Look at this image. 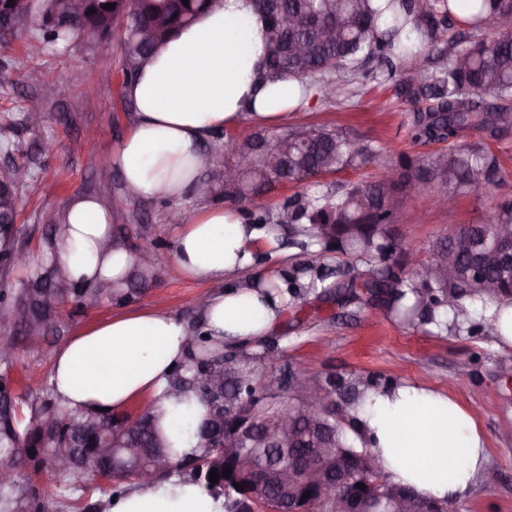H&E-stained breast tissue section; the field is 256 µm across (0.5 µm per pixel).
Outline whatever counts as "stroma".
Segmentation results:
<instances>
[{
	"label": "stroma",
	"mask_w": 512,
	"mask_h": 512,
	"mask_svg": "<svg viewBox=\"0 0 512 512\" xmlns=\"http://www.w3.org/2000/svg\"><path fill=\"white\" fill-rule=\"evenodd\" d=\"M42 75L33 84L31 71ZM121 35L102 40L85 37L70 47H43L32 56L26 38L11 40L0 48V142L15 143L10 154L0 153V167H27L31 177L21 190L17 222L31 244H38L46 229V217L61 212L75 195L104 196L122 193L120 169L87 165L81 145L95 147L104 155L116 154L134 121V107L125 98ZM42 97L45 119L33 130L24 122L30 96ZM406 103L392 88L362 82L348 76L339 96L332 101L308 97L284 120L271 124L283 133L301 124L324 125L353 140L371 142L383 160L395 164L418 156L446 154L447 144H414L403 125ZM258 123L245 118L214 134L202 146L208 164L202 178L220 171L236 138L253 133ZM483 142L505 174L499 193L488 195L470 190L459 195L454 208L444 209L433 194L405 199L396 218L404 251L412 263L402 266L405 276L416 274L418 261L431 258L429 248L437 238L460 224L484 223L499 202L512 198V132L497 139L480 140L467 133L463 144ZM376 168L354 164L317 180L316 186H277L263 194L261 204L276 207L289 197L327 194L373 180ZM169 202L163 198H131L115 210L117 227L142 221L147 229L143 245L154 251L160 279L138 299L102 305L83 313L64 310L62 339L112 317L160 307L180 320L198 315V299L215 291L210 282L180 274L175 267L174 244L178 224L169 222ZM489 304L475 300L467 312L448 317L445 328L410 327L389 315L334 302L299 304L288 308L284 358L297 373L309 376L365 373L392 383L418 382L449 394L471 409L486 440V471L496 473L495 482L478 478L461 500L452 502L453 512H512V348L501 346L489 333ZM61 339V340H62ZM59 342V341H58ZM56 341L23 343L18 375H31L33 383L51 375Z\"/></svg>",
	"instance_id": "stroma-1"
}]
</instances>
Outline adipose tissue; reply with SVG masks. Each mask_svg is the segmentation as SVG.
Instances as JSON below:
<instances>
[{
  "label": "adipose tissue",
  "mask_w": 512,
  "mask_h": 512,
  "mask_svg": "<svg viewBox=\"0 0 512 512\" xmlns=\"http://www.w3.org/2000/svg\"><path fill=\"white\" fill-rule=\"evenodd\" d=\"M265 25L251 0H212L207 11L140 61L124 87L135 119L116 160L133 198L193 196L206 157L202 143L243 118L274 121L306 97L295 79L266 76ZM59 263L75 281L119 279L132 258L112 246L113 213L102 200L72 197ZM264 231L231 209H203L187 219L175 241L180 273L223 284L202 317L211 337L240 343L270 333L283 304L239 279ZM187 327L160 309L127 313L92 327L53 355L50 381L72 408L120 410L148 399L172 447H196L192 429L205 414L198 401L166 392L167 377L185 355ZM354 414L394 482L418 494L460 500L486 462L484 437L473 412L448 394L404 382L369 391ZM108 512H222L202 488L181 474L141 483L109 503Z\"/></svg>",
  "instance_id": "obj_1"
}]
</instances>
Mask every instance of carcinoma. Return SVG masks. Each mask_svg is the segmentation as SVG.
<instances>
[{
	"label": "carcinoma",
	"instance_id": "cac0c4a2",
	"mask_svg": "<svg viewBox=\"0 0 512 512\" xmlns=\"http://www.w3.org/2000/svg\"><path fill=\"white\" fill-rule=\"evenodd\" d=\"M266 21V68L269 74L299 81L322 78L317 90L332 98L339 80L372 61L364 73L370 82L393 87L412 109L403 125L413 142L426 145L448 141V154L428 160L419 157L398 165H383L382 176L373 182L354 184L336 195H305L287 199L276 208L250 212L246 223L258 228L291 226L299 239L304 259L291 273L283 274L286 288H266L262 278L256 287L262 293L289 294L303 303L333 299L349 305L402 315L412 327L441 326L440 309L466 310L478 298L497 307L512 304V271L505 272L495 252L501 237L512 239V199L502 200L483 224H459L432 247L431 264L445 254L456 258V268L443 277L424 274L410 278L389 263L386 249L400 247L395 225L404 198L421 193L416 185L423 174L431 176L428 188L439 190V200L448 202L467 189L495 193L499 186L496 158L480 145L464 151L452 142L468 132L496 139L512 128V0H468L466 11L474 21L469 40L447 36L456 21L450 0H253ZM115 4L126 22L121 41L126 81L135 78L138 64L156 51L183 26L208 7V0L168 4L166 0H97L95 12L69 24L49 22L42 14L41 0L17 6L21 22L16 35L29 41L67 47L86 34L107 30ZM419 34V44L409 46L401 38L407 25ZM486 24L504 27L487 39L478 32ZM436 57L433 68L417 64L422 49ZM267 132L257 131L232 145V157L224 162V201L241 203L283 182L308 185L312 180L338 172L354 162L379 160L369 143L354 141L324 126H298L276 135L280 151H257V142ZM399 173L392 187L385 174ZM18 193L0 195V512H104L106 504L91 502V489L74 482L82 475L117 478L129 484L164 481L173 472L192 478L224 512H238L243 494L251 492L259 512L274 506L290 512L303 502L306 512H338V501L357 492L366 496L365 512H418L424 497L391 481L361 435L351 411L369 389L384 387L374 375L353 373L323 381H300L298 388L281 394L274 391L277 379L288 374L281 342L288 332L273 331L250 342L218 346L205 323L187 325V353L168 376L167 391L173 396L193 394L206 407L200 426L194 430L197 449L176 456L168 440L156 429L149 410L132 415L116 410L82 411L65 407L49 381L38 391L18 390L15 377L20 339L46 337L60 327L57 308L65 302L77 310H89L104 300L131 301L158 280L150 252L139 249L131 238L141 235L121 228L113 244L134 256L126 278L106 287L99 283L74 282L62 270L57 248L62 227L52 224L39 244L40 260L27 251L28 242L15 225ZM472 240L486 244L485 262L495 287L484 288L465 275L466 246ZM351 257L347 271L331 278L322 264L327 252ZM21 269L26 276L12 282L5 273ZM285 416L295 422L292 441L268 439ZM248 454L264 476L263 486L243 478V489L224 485V477L210 483L211 470L223 472L230 454ZM310 460L321 467L330 481L324 493L316 491L303 474L288 482L277 478L293 467L295 460ZM45 474L55 482L48 500L27 475ZM362 483L365 488H357ZM310 497L302 499L304 493Z\"/></svg>",
	"mask_w": 512,
	"mask_h": 512
}]
</instances>
